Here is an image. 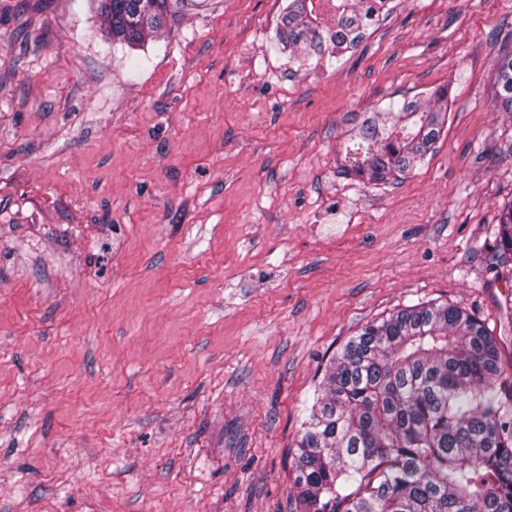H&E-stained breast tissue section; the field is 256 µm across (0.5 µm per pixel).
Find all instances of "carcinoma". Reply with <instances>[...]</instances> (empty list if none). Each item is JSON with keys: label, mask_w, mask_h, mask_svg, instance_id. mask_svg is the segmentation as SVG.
<instances>
[{"label": "carcinoma", "mask_w": 512, "mask_h": 512, "mask_svg": "<svg viewBox=\"0 0 512 512\" xmlns=\"http://www.w3.org/2000/svg\"><path fill=\"white\" fill-rule=\"evenodd\" d=\"M168 0H94L108 38L158 32ZM289 0L278 42L306 59L357 49L389 0ZM493 106L512 113V45L494 64ZM405 101L364 113L350 130L342 174L381 182L432 152L448 117ZM512 271V202L500 208L485 259L491 279ZM500 347L484 322L453 305L407 306L365 325L331 358L298 430L291 512H512V404Z\"/></svg>", "instance_id": "cac0c4a2"}]
</instances>
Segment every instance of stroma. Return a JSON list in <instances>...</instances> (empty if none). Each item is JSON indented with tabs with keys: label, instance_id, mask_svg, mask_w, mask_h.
<instances>
[{
	"label": "stroma",
	"instance_id": "35a3bbf8",
	"mask_svg": "<svg viewBox=\"0 0 512 512\" xmlns=\"http://www.w3.org/2000/svg\"><path fill=\"white\" fill-rule=\"evenodd\" d=\"M287 3L182 0L132 49L89 0H0V512H290L324 366L410 305L474 313L512 377V277L483 269L512 0H391L304 62ZM442 85L424 162L339 173L364 112ZM494 73L497 93L493 106L497 111L512 113V45L498 55Z\"/></svg>",
	"mask_w": 512,
	"mask_h": 512
}]
</instances>
